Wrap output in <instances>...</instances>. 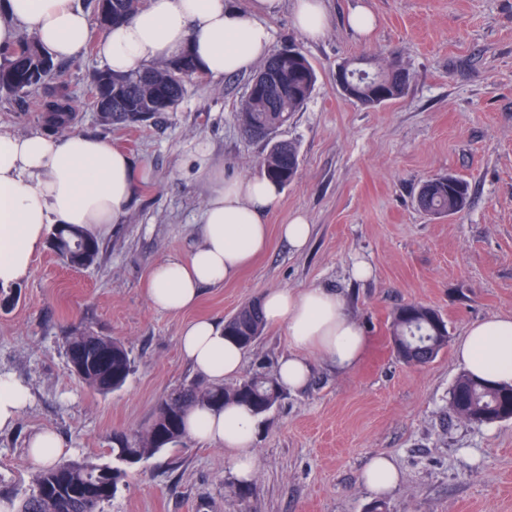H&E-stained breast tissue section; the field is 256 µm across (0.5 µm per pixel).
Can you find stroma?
I'll return each mask as SVG.
<instances>
[{
    "label": "stroma",
    "mask_w": 512,
    "mask_h": 512,
    "mask_svg": "<svg viewBox=\"0 0 512 512\" xmlns=\"http://www.w3.org/2000/svg\"><path fill=\"white\" fill-rule=\"evenodd\" d=\"M365 6L373 30L350 29ZM329 25L310 40L293 25L291 5L263 17L271 51L294 44L317 82L304 109L276 137L299 154L296 178L266 213V251L233 282L203 287L189 316L151 307L153 265L186 256L206 201L185 161L201 143L215 163L261 175L263 140L247 138L238 113L252 74L194 77L174 111L106 126L87 76L102 69V38L91 29L85 53L64 78L75 108L71 126L104 138L131 158L137 176L122 223L99 235L89 267H66L49 248L33 258L14 308L0 310V371L32 393L13 430L0 434V501L16 504L32 486L30 436L54 431L66 458L108 462L112 435L151 422L161 400L197 375L179 349L187 317L219 321L273 288H332L366 338L365 354L339 373L318 354L309 384L285 391L259 418L258 467L246 498L222 447L189 439L129 468L102 512H512V419L475 425L454 415L449 391L461 373L455 345L472 323L512 315V0H327ZM369 57L399 62L412 82L396 102L366 107L344 96L335 71ZM450 174L469 184L461 213L419 210L421 186ZM306 215L312 236L297 252L279 227ZM370 265L369 279L352 275ZM419 303L448 323V346L423 366L399 361L390 343L395 308ZM90 326L120 339L134 361L126 384L100 395L71 375L64 343ZM290 351L282 326L265 327L246 351L243 373L271 371ZM391 457L398 483L379 495L361 472Z\"/></svg>",
    "instance_id": "1"
}]
</instances>
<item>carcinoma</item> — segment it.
I'll use <instances>...</instances> for the list:
<instances>
[{"label": "carcinoma", "mask_w": 512, "mask_h": 512, "mask_svg": "<svg viewBox=\"0 0 512 512\" xmlns=\"http://www.w3.org/2000/svg\"><path fill=\"white\" fill-rule=\"evenodd\" d=\"M114 4L118 9L112 24L117 25L129 20L143 0H114ZM298 57L297 62L290 60L279 65L276 56H271L260 70V74L269 77V83L252 81L239 111L248 135L268 139L263 172L282 186L296 176L298 150L291 142L274 139L273 134L288 123L293 113L304 108L317 82L316 71L305 54L300 51ZM196 74L197 68L184 69L177 61L129 74L102 70L88 81L89 93L95 94L96 84L103 78L118 83L122 106L130 109L127 120L140 122L173 111L184 96L186 80ZM63 77L61 67L33 34L23 32L15 43L0 46V93L22 108L34 93L41 89L49 91L43 103L42 123L50 132H62L69 127L72 106ZM409 83L407 79L393 84L390 96L383 100L365 91L357 94V99L365 106L384 105L403 98ZM426 195L421 208L431 216L455 215L469 201L468 186L457 177L451 184L436 178L428 181ZM75 241L88 246L91 261L97 260L98 239L76 227L54 228L49 238L50 249L60 254ZM264 328L260 303L255 300L224 321V335L245 350L256 342ZM390 338L399 359L422 366L448 346V327L434 308L411 303L394 313ZM66 358L70 373L101 394L121 389L133 371V360L125 345L91 329L67 337ZM283 393L275 375L260 371L231 385L191 383L160 404L146 429L113 435V462L61 458L54 465L39 469L32 488L20 498L16 512H85L84 502L90 499L96 500L95 512H100L101 505L115 496L119 482L127 474L126 467L147 460L170 445L186 443L185 418L193 408L240 403L262 415L281 400ZM449 403L457 417L467 422L508 420L512 418V385H495L464 371L450 389Z\"/></svg>", "instance_id": "1"}]
</instances>
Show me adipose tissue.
I'll return each mask as SVG.
<instances>
[{"label":"adipose tissue","instance_id":"1","mask_svg":"<svg viewBox=\"0 0 512 512\" xmlns=\"http://www.w3.org/2000/svg\"><path fill=\"white\" fill-rule=\"evenodd\" d=\"M281 0H249L241 10L229 0H146L122 26L103 36L98 54L108 69L131 73L191 52L204 75L219 79L248 72L266 57L271 32L259 17ZM90 17L80 0H0V45L14 42L20 28L32 31L57 59L85 52ZM195 164L209 194L199 239L183 258H165L152 268L147 296L159 311L180 315L205 286L234 280L269 243L265 213L279 188L267 179L225 173L206 150ZM135 175L129 156L107 141L78 132L20 135L0 126V287L21 284L50 229L62 225L106 231L122 223L133 197ZM265 321L285 326L291 352L277 368L279 382L304 388L310 354L324 356L338 372L354 369L365 337L344 298L327 288L270 289L261 297ZM183 358L211 382L237 376L243 351L225 338L214 319H194L180 331ZM465 369L494 383H512V316L473 323L456 346ZM28 386L0 372V432L12 429L27 407ZM258 418L248 407L196 409L187 420L191 437L223 446L234 469L249 480L256 459Z\"/></svg>","mask_w":512,"mask_h":512}]
</instances>
